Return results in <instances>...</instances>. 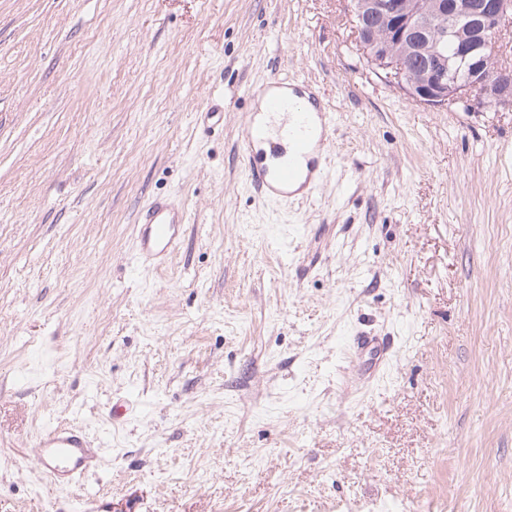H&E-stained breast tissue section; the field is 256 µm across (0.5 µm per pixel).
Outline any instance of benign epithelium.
I'll list each match as a JSON object with an SVG mask.
<instances>
[{
  "instance_id": "7a95c632",
  "label": "benign epithelium",
  "mask_w": 512,
  "mask_h": 512,
  "mask_svg": "<svg viewBox=\"0 0 512 512\" xmlns=\"http://www.w3.org/2000/svg\"><path fill=\"white\" fill-rule=\"evenodd\" d=\"M351 17L368 62L415 101L512 109V69L486 51L512 19V0H351ZM455 68L464 79L452 76Z\"/></svg>"
}]
</instances>
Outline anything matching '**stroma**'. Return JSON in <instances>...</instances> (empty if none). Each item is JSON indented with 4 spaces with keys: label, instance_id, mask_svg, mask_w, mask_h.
I'll list each match as a JSON object with an SVG mask.
<instances>
[{
    "label": "stroma",
    "instance_id": "1",
    "mask_svg": "<svg viewBox=\"0 0 512 512\" xmlns=\"http://www.w3.org/2000/svg\"><path fill=\"white\" fill-rule=\"evenodd\" d=\"M348 5L0 0V512H512V110L414 101ZM274 76L334 118L283 201L241 152ZM158 194L189 222L147 267ZM51 421L102 449L80 486ZM90 441L79 430L61 423L46 427L37 441V464L52 488L75 486L94 465Z\"/></svg>",
    "mask_w": 512,
    "mask_h": 512
}]
</instances>
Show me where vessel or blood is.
Wrapping results in <instances>:
<instances>
[{
  "mask_svg": "<svg viewBox=\"0 0 512 512\" xmlns=\"http://www.w3.org/2000/svg\"><path fill=\"white\" fill-rule=\"evenodd\" d=\"M289 82L272 77L256 90L270 115L291 111L296 127L291 144L268 137L264 128L248 126L243 141V155L250 181L265 196L288 199L296 191L316 185L315 153L326 141L333 117L325 109L310 110L307 103L292 99ZM268 145L272 152L287 151L288 160L277 168L257 162L255 151ZM189 221L185 206L177 201L154 198L145 206L139 221L137 256L156 266L163 265L178 249L185 224ZM37 463L52 487L73 486L79 483L94 465L90 442L79 430L53 423L46 427L38 441Z\"/></svg>",
  "mask_w": 512,
  "mask_h": 512,
  "instance_id": "b4317fda",
  "label": "vessel or blood"
}]
</instances>
